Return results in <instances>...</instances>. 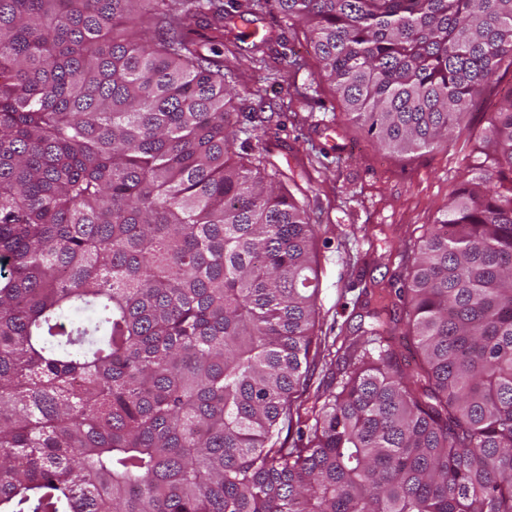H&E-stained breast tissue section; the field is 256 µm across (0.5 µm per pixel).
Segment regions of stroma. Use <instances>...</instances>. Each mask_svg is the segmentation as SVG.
<instances>
[{"label":"stroma","instance_id":"obj_1","mask_svg":"<svg viewBox=\"0 0 512 512\" xmlns=\"http://www.w3.org/2000/svg\"><path fill=\"white\" fill-rule=\"evenodd\" d=\"M211 17L199 18L202 53L220 49L234 89L236 142L264 154L291 178L299 201L318 225V336H355L373 323L375 309L395 302L412 250L425 225L435 223L449 196L474 177L484 132L512 86V66L488 90L470 122L447 147L394 152L345 115L309 46V30L288 26L273 6L253 24L268 35L263 57L233 22L216 39Z\"/></svg>","mask_w":512,"mask_h":512}]
</instances>
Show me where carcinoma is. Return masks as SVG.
Here are the masks:
<instances>
[{"label":"carcinoma","mask_w":512,"mask_h":512,"mask_svg":"<svg viewBox=\"0 0 512 512\" xmlns=\"http://www.w3.org/2000/svg\"><path fill=\"white\" fill-rule=\"evenodd\" d=\"M269 1L394 150L446 144L512 59V0L228 20ZM211 7L0 0V512H512V88L399 313L310 397L316 225L233 150Z\"/></svg>","instance_id":"1"}]
</instances>
